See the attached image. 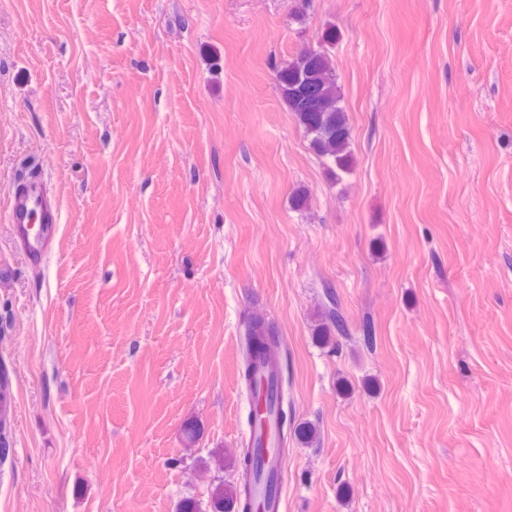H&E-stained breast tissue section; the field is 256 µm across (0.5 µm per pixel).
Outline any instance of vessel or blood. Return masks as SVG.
Instances as JSON below:
<instances>
[{
    "mask_svg": "<svg viewBox=\"0 0 512 512\" xmlns=\"http://www.w3.org/2000/svg\"><path fill=\"white\" fill-rule=\"evenodd\" d=\"M7 214L15 245L31 267H42L53 251L55 229L61 221L58 201L41 181L33 180L11 194Z\"/></svg>",
    "mask_w": 512,
    "mask_h": 512,
    "instance_id": "1",
    "label": "vessel or blood"
}]
</instances>
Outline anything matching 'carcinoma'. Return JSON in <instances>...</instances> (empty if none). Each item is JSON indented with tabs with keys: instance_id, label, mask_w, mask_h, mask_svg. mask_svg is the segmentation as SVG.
Masks as SVG:
<instances>
[{
	"instance_id": "1",
	"label": "carcinoma",
	"mask_w": 512,
	"mask_h": 512,
	"mask_svg": "<svg viewBox=\"0 0 512 512\" xmlns=\"http://www.w3.org/2000/svg\"><path fill=\"white\" fill-rule=\"evenodd\" d=\"M339 31L331 27L322 34L318 47H306L298 55L276 68L279 93L294 120L303 129L312 151L322 160L330 175L343 180L351 172L350 125L343 106V94L338 84L329 46L336 43ZM314 335L324 345L336 343V337L348 335L345 319L338 310L335 298L330 307L318 314ZM244 360L241 378L247 390L249 403L261 401L265 410L276 409V430L281 452L288 450V442L296 437L306 443L318 440L313 425L293 428L284 409V397H276L275 385L283 383L280 370L272 374L268 387H261L255 378L258 359L275 354L279 340L273 327L261 318L250 320L244 330ZM259 442L253 440L234 456L221 450L210 458L218 470H235L234 481H219L210 490L208 509L189 496L183 498L178 512H252L261 507L254 492L256 483L264 480L274 487V478L264 477L259 462Z\"/></svg>"
}]
</instances>
